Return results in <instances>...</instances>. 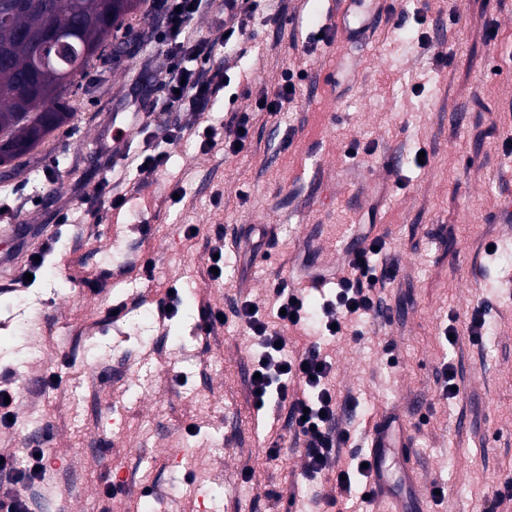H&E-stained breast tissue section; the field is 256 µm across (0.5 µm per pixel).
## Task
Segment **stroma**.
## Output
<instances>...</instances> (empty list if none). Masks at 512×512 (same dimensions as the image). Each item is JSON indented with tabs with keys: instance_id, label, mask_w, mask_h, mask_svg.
Segmentation results:
<instances>
[{
	"instance_id": "obj_1",
	"label": "stroma",
	"mask_w": 512,
	"mask_h": 512,
	"mask_svg": "<svg viewBox=\"0 0 512 512\" xmlns=\"http://www.w3.org/2000/svg\"><path fill=\"white\" fill-rule=\"evenodd\" d=\"M302 32L335 28V45L311 42L288 52V31L257 19L250 52L216 59L227 86L218 110L254 112L250 151H203L191 137L172 146L165 170L124 181L130 196L118 222L57 223L108 175L117 127L149 111L163 89L167 54L155 39L161 12L140 0L126 24L142 33L120 62H95L80 77L75 116L29 154L15 160L8 194L0 193V225L18 239L57 234L35 280L12 288L0 277V370L13 373L16 425L0 433V451L23 453L37 429L63 464L35 489L34 512H309L312 487L301 484L302 450L285 421L255 417L249 374L254 348L235 318L208 338L195 332L198 308L262 303L277 280H305L303 234L330 256L323 234L340 224L373 223L398 257L401 272L382 297L391 322L365 318L359 343L324 340L336 386L359 398L350 440L366 450L367 428L388 411L401 414L421 486L444 482L448 495L432 512H483L500 471L512 464V0H391L379 13L350 0H296ZM426 9L425 24L417 12ZM364 27L347 37L346 22ZM498 37L487 41L488 27ZM427 34L428 46L418 37ZM452 58L438 63L437 53ZM302 72L279 120L255 112L260 92ZM291 145H284L285 135ZM375 144L373 155L349 159L351 142ZM426 149L429 162L414 155ZM401 158L404 188L376 172L387 153ZM65 154L63 165L54 158ZM182 188L183 198L171 193ZM222 205H215V193ZM200 228L186 236L188 225ZM224 228L222 281L208 275L215 225ZM274 230L269 260L242 268L233 244L243 228ZM153 260L152 281L126 266ZM105 272L100 290L82 282ZM179 290L177 315L161 321L145 295ZM125 317L112 320L113 304ZM487 308L479 343L460 336L448 346L449 314ZM458 371L461 397L436 399L443 362ZM60 387H42L49 374ZM199 424L190 434V424ZM283 432L279 460L265 455V430ZM189 450L195 467L173 449ZM252 491L239 497L243 470ZM121 480L125 491L105 494ZM152 495H144L145 487Z\"/></svg>"
}]
</instances>
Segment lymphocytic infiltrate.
I'll return each instance as SVG.
<instances>
[{
  "label": "lymphocytic infiltrate",
  "mask_w": 512,
  "mask_h": 512,
  "mask_svg": "<svg viewBox=\"0 0 512 512\" xmlns=\"http://www.w3.org/2000/svg\"><path fill=\"white\" fill-rule=\"evenodd\" d=\"M214 0H151V8L163 11L165 28L157 35L159 44L166 46L171 64L161 83L165 89L152 112L147 113L143 133L154 144L150 151H137L123 156V169L140 173L161 171L168 162L167 148L185 137L186 131H196L203 150L223 146L225 152L237 155L251 147L250 128L253 114L230 112L224 116L219 130H206L208 114L224 90L222 77L211 68L216 47L230 48L238 54L248 52L247 32L256 16L282 24L288 16V0H278L274 12H267L265 0H224L223 37L209 39L193 35L190 22L201 5H213ZM189 108L194 117L191 126L170 123L169 112ZM364 247L344 265L336 279V294L321 310H312L302 289L288 281L277 283L273 290V311L269 319L261 309L253 308L251 300L241 301L234 309L255 345L251 370L256 377L250 382L256 413L285 414L295 442L302 448L304 463L301 477L317 486L314 502L330 512L339 503H350L370 494L368 454L352 455L342 461L341 452L351 438L349 427L343 426L339 410L352 406V398H340L332 382L334 364L323 354L318 343L300 354L289 355L285 330L295 328L333 336H351L359 340L361 332L353 328V320L377 316L386 317L387 309L378 294L379 285L395 281L400 267L396 260L377 263V249L385 248L383 236L362 231ZM25 466H18L12 453L0 457V512H31V497L19 494V487L30 488L42 482L53 471L56 459L45 452L40 439H33L24 450ZM332 484L330 491H321L322 481Z\"/></svg>",
  "instance_id": "1"
}]
</instances>
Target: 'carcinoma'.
<instances>
[{"instance_id":"carcinoma-1","label":"carcinoma","mask_w":512,"mask_h":512,"mask_svg":"<svg viewBox=\"0 0 512 512\" xmlns=\"http://www.w3.org/2000/svg\"><path fill=\"white\" fill-rule=\"evenodd\" d=\"M138 0H0V11L15 16L14 26H0V166L11 164L73 116L72 88L93 59L102 55L103 29L119 28ZM72 21L79 31L72 42L82 55L77 65L58 60L55 67L31 71L34 45L21 37L27 29L47 30L46 19Z\"/></svg>"}]
</instances>
